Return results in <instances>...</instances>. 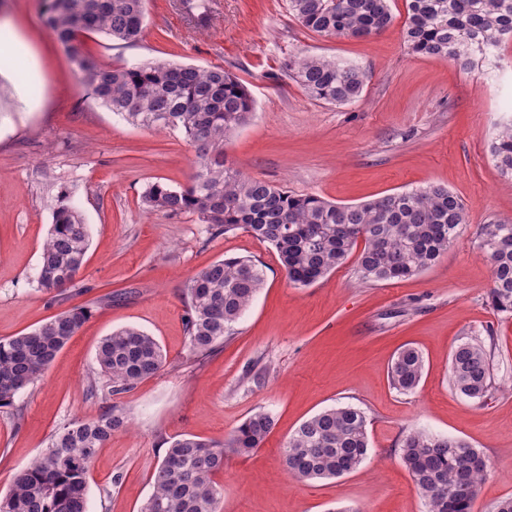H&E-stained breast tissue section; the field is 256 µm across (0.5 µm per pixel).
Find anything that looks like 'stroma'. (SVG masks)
Masks as SVG:
<instances>
[{"instance_id":"obj_1","label":"stroma","mask_w":512,"mask_h":512,"mask_svg":"<svg viewBox=\"0 0 512 512\" xmlns=\"http://www.w3.org/2000/svg\"><path fill=\"white\" fill-rule=\"evenodd\" d=\"M208 2L202 26L193 0H148L139 43L90 35L84 49L105 65L166 60L231 72L255 100L253 117L227 147L248 176L339 204L440 184L462 202L466 222L447 253L413 277L362 281L352 255L325 278L295 286L275 249L246 231L213 236L195 216L146 212L149 183L180 185L193 170L184 133L130 124L97 101L44 25L49 0H0V56L10 61L0 76V339L77 305L93 309L43 377L0 408V494L64 425L114 407L130 428L99 448L87 475L88 512H140L174 439L221 443L263 410L275 426L261 448L225 461L216 477L219 512H426L398 455L412 428L464 439L483 453L488 473L473 512H495L512 497V316L490 303L478 233L485 224H512V180L489 153L512 123V41L498 49L500 64L465 69L408 51L406 0H390V27L366 39L306 30L287 0ZM298 52L365 70L360 99L339 106L308 97L282 69ZM62 186L91 241L76 291L51 301L37 288V272ZM227 256L262 264L265 284L223 347L199 359L183 289ZM125 326L159 342L164 369L127 393L90 392L100 341ZM489 336L493 386L474 401L449 382L451 354ZM405 345L422 353L425 369L403 394L388 373ZM334 406L365 413L367 458L338 478L295 480L282 461L284 443Z\"/></svg>"}]
</instances>
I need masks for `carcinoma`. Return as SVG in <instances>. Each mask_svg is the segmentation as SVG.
Segmentation results:
<instances>
[{
    "label": "carcinoma",
    "instance_id": "obj_1",
    "mask_svg": "<svg viewBox=\"0 0 512 512\" xmlns=\"http://www.w3.org/2000/svg\"><path fill=\"white\" fill-rule=\"evenodd\" d=\"M404 43L414 54L451 59L463 68L483 47L512 40V0H406ZM147 0H51L45 25L64 49L81 84L128 122L156 130L176 129L195 149L186 184L154 181L141 196L150 212L190 214L215 234L244 230L275 247L283 269L305 287L343 265L364 243L357 273L366 282H390L419 274L447 251L466 223L463 204L444 186L386 194L358 204H337L315 194H294L249 177L227 160L232 134L247 123L254 100L221 66L155 61L103 65L83 49L82 37L101 34L132 46L143 36ZM304 28L327 37L366 38L393 17L388 0H288ZM286 75L312 99L344 105L362 94L359 67L303 54L283 64ZM489 150L502 176L512 179V125ZM90 232L69 194L58 193L53 224L43 245L38 288L55 301L75 287ZM478 249L491 271L494 310L512 314V224H485ZM265 283L261 265L246 257L217 260L191 277L183 294L191 351L208 355L224 345ZM91 317L74 306L34 330L0 340V408L39 380L69 340ZM491 353L475 339L452 352L450 382L460 395L484 398L492 388ZM108 393L133 390L158 374L166 355L158 341L135 326L104 337L97 349ZM424 371L421 353L401 349L389 372L393 389L407 393ZM275 422L265 411L248 416L222 444L184 435L171 443L154 469L153 492L140 512H218L215 477L229 455L261 447ZM127 427L124 412L77 420L55 433L47 448L19 470L0 496V512H87V474L112 433ZM369 450L367 418L352 406L326 409L302 422L281 448L288 473L299 481L340 477L356 470ZM399 458L412 476L427 512H472L487 462L467 441L420 430L405 432Z\"/></svg>",
    "mask_w": 512,
    "mask_h": 512
}]
</instances>
